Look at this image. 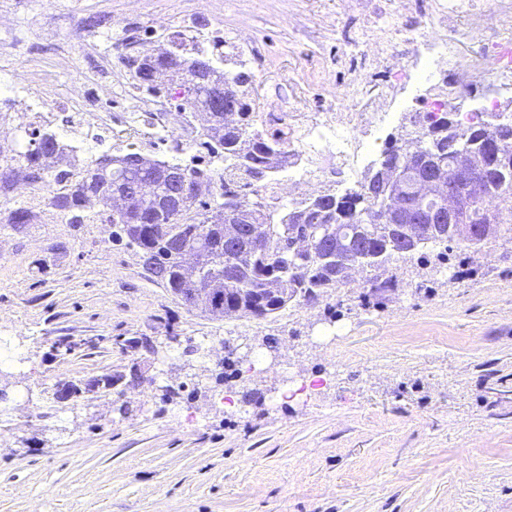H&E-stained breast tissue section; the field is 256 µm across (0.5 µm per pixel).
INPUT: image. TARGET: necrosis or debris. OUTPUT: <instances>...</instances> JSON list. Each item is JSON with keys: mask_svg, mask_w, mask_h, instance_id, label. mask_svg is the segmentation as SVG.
Masks as SVG:
<instances>
[{"mask_svg": "<svg viewBox=\"0 0 512 512\" xmlns=\"http://www.w3.org/2000/svg\"><path fill=\"white\" fill-rule=\"evenodd\" d=\"M393 9L381 13L369 29H342L338 66L355 82L386 78L389 89L416 84L420 100L432 111L444 112L457 100L461 89L479 83L494 91L512 90V0H392ZM495 26H488L487 15ZM451 29L444 39L442 29ZM407 45L411 64L393 58L390 46ZM79 96L59 93L53 80L40 73L29 82L9 88L7 99L18 118L37 128L55 113L69 115L71 125L112 128L117 114L102 108L96 73L82 74ZM131 107L148 119L156 137L171 141L176 153H193L200 130L191 113L173 112L156 96L143 91L129 93ZM379 111L360 107L355 99L329 95L317 112H289L270 103L261 114L263 126L286 130L289 141L288 176L295 188H316L325 173L357 169L366 160L365 150L389 120L386 96H379Z\"/></svg>", "mask_w": 512, "mask_h": 512, "instance_id": "4bbe7bcc", "label": "necrosis or debris"}]
</instances>
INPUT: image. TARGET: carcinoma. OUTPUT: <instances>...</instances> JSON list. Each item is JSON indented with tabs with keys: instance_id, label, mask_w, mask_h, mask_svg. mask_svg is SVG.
Here are the masks:
<instances>
[{
	"instance_id": "carcinoma-1",
	"label": "carcinoma",
	"mask_w": 512,
	"mask_h": 512,
	"mask_svg": "<svg viewBox=\"0 0 512 512\" xmlns=\"http://www.w3.org/2000/svg\"><path fill=\"white\" fill-rule=\"evenodd\" d=\"M196 55L205 58L210 71L186 78L182 106L198 108L205 103L209 83L218 82L224 87V99L235 105L238 115L237 121L229 124L224 113H209V125L201 134L223 164L222 177H217L213 169L184 166L191 182L207 183L214 188L211 201L202 200L198 193L170 196L162 187L149 208L141 211L135 206L126 212L116 211L111 202L113 182L98 174L96 160L78 162L77 154L54 133L33 130L23 144L12 130L4 128L0 129V198L9 197L15 177L22 175L46 191L48 208L75 227L86 223L87 204L96 201L98 219L112 226V237L150 255V259L142 262L144 276L178 297L188 284L182 277L174 244L202 247L212 264L203 270L199 283L210 289L212 302L222 317L234 308L257 304L269 316L294 301L310 300L326 288L338 287L342 261L336 254L316 247L298 254L305 268L303 274L288 273L289 256L296 245L304 240L317 243L319 228L337 227L345 237L354 240L367 233L361 269L366 282L383 292L391 287V280L379 279L378 271L413 256L409 247L415 237H427L433 247L462 240L474 248L477 241L469 227L483 224L485 213L491 212L500 219L506 212L512 217V194L502 190L503 185L512 183V167H499L490 158L495 150L493 142L506 140L512 144V126L501 128L490 119L461 128L449 112L424 115L418 136L420 142L428 144V149L415 160V165L423 172L446 169L464 141L474 143V154L483 160L485 171L482 197L465 224L399 222L366 229L367 221L384 217L387 204L379 188L388 181L389 173L380 167L369 169L357 186L344 194H319L293 208L265 203L253 182L288 167V133L281 129L261 133L255 130V88L249 73L220 69L202 49L196 50ZM123 62L140 87L147 71L156 72L155 84L149 90L159 93L169 83L167 67L146 49L123 56ZM64 159L66 168H57L56 164ZM31 223L32 211L27 207L0 210L1 228L20 232ZM227 224L262 229L266 238L264 248H252L244 238L234 253H227Z\"/></svg>"
}]
</instances>
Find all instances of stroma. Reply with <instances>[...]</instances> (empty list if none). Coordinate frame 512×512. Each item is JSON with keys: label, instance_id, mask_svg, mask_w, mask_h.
<instances>
[{"label": "stroma", "instance_id": "stroma-1", "mask_svg": "<svg viewBox=\"0 0 512 512\" xmlns=\"http://www.w3.org/2000/svg\"><path fill=\"white\" fill-rule=\"evenodd\" d=\"M0 90L48 62L63 92L102 74L134 19L178 23L187 0H0ZM198 21L249 33L264 103L305 112L346 80L330 63L340 0H201ZM83 132V158L138 141ZM265 318L215 319L142 274L107 224L0 229V512H512V235L451 243ZM61 338L78 341L54 350ZM150 339L152 350L139 347ZM248 343L254 371L223 366ZM121 372L52 407L44 386ZM310 396L278 398L285 377Z\"/></svg>", "mask_w": 512, "mask_h": 512}]
</instances>
